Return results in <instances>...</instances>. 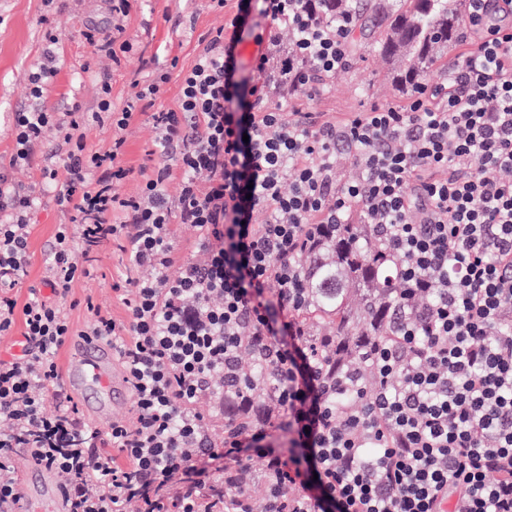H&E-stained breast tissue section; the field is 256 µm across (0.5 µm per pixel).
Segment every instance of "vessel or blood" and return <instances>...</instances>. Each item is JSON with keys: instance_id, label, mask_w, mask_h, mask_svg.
Here are the masks:
<instances>
[{"instance_id": "vessel-or-blood-1", "label": "vessel or blood", "mask_w": 512, "mask_h": 512, "mask_svg": "<svg viewBox=\"0 0 512 512\" xmlns=\"http://www.w3.org/2000/svg\"><path fill=\"white\" fill-rule=\"evenodd\" d=\"M65 346L68 359L63 382L77 404L84 420L105 425L112 421V403L128 394L126 374L117 361L112 346L97 336L73 335ZM23 497L20 512H67L63 490L53 472L36 460H28L18 472Z\"/></svg>"}]
</instances>
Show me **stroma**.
I'll return each instance as SVG.
<instances>
[{
  "label": "stroma",
  "instance_id": "stroma-1",
  "mask_svg": "<svg viewBox=\"0 0 512 512\" xmlns=\"http://www.w3.org/2000/svg\"><path fill=\"white\" fill-rule=\"evenodd\" d=\"M107 27L111 15L105 0H0V160L9 159L14 142L8 129L15 112L26 104L29 73L37 61L46 28L59 36L60 69L44 104L48 110L62 112L79 105L95 108L100 81L112 84V102L120 104L136 81L150 79L155 67H168L169 80L162 87L157 108H176L180 70L193 65L200 50L199 37L224 23L212 11L208 0H133L126 19L127 34L133 41L128 62L113 67L104 57L91 56L82 36L86 23ZM386 79V73L372 52H363L353 65L337 74L325 93L316 100L300 99L296 106L305 112H321L326 118L340 119L375 103H400ZM153 128L147 117H139L123 133L125 166L148 165ZM71 216L44 196L31 215L30 264L16 294L26 300L28 290L38 285L44 273L47 250L59 225L70 223ZM98 276L75 281L65 313L73 326L86 328L89 318L82 306L86 295H93L103 310L115 320L127 318V310L111 288L112 275L122 268L111 245H103L95 255Z\"/></svg>",
  "mask_w": 512,
  "mask_h": 512
}]
</instances>
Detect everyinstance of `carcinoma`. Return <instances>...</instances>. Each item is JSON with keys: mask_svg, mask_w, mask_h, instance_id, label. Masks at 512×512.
<instances>
[{"mask_svg": "<svg viewBox=\"0 0 512 512\" xmlns=\"http://www.w3.org/2000/svg\"><path fill=\"white\" fill-rule=\"evenodd\" d=\"M321 13L348 12L351 49H369L398 92L414 89L448 47L463 41V17L450 0H318ZM304 301L296 311L321 379L350 384L336 403L356 397L354 386L369 377L367 343L387 335L403 311L422 306L397 287L394 263L369 224H329L317 248L297 258ZM243 354L224 376L228 430L249 425L277 404L278 365L264 343L244 337Z\"/></svg>", "mask_w": 512, "mask_h": 512, "instance_id": "1", "label": "carcinoma"}]
</instances>
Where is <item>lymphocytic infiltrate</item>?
Wrapping results in <instances>:
<instances>
[{"label": "lymphocytic infiltrate", "mask_w": 512, "mask_h": 512, "mask_svg": "<svg viewBox=\"0 0 512 512\" xmlns=\"http://www.w3.org/2000/svg\"><path fill=\"white\" fill-rule=\"evenodd\" d=\"M209 2L224 25L180 72L173 110L154 108L169 79L158 70L121 108L105 80L97 111H48L58 38L44 35L29 75L34 104L15 113L16 151L0 162V337L24 326L20 352L0 358V512H15L22 495L20 448L66 476L69 512H209L218 483L224 512H246L237 475L256 459L271 512H512V0H466L470 38L444 82L339 120L289 111L288 100L317 98L350 65L349 16L322 17L309 0H239L231 14L228 0ZM109 3L111 25L83 36L118 65L133 48L131 0ZM253 13L264 22L251 61L259 79L246 87L232 32ZM145 113L154 165L133 169L122 132ZM91 126L113 129L110 148L88 147ZM48 130L58 158L16 183ZM340 145L355 170L346 182L336 179ZM129 179L137 194L123 192ZM47 191L72 221L21 303L28 216ZM179 224L196 232L194 256L181 260ZM327 224L373 225L406 290L430 297L420 319L370 344L372 377L345 404L317 374L295 316L294 259ZM106 243L126 259L112 289L127 319L90 296L83 305L91 333L119 357L136 421H113L103 436L65 395L57 353L73 331L62 301L95 275L92 254ZM246 334L279 364L282 420L216 443V380Z\"/></svg>", "instance_id": "lymphocytic-infiltrate-1"}]
</instances>
